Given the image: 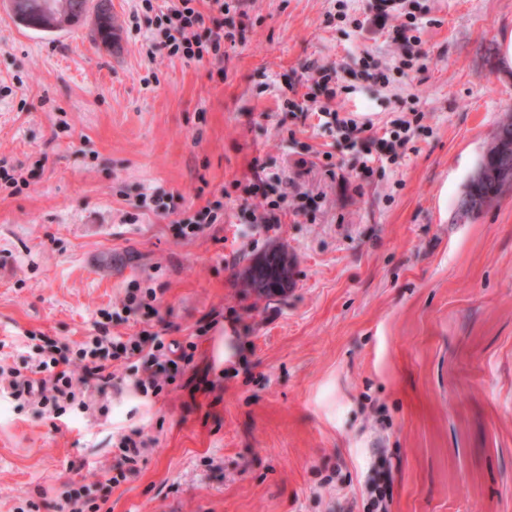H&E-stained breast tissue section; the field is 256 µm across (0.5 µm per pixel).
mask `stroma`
Wrapping results in <instances>:
<instances>
[{
  "label": "stroma",
  "instance_id": "obj_1",
  "mask_svg": "<svg viewBox=\"0 0 512 512\" xmlns=\"http://www.w3.org/2000/svg\"><path fill=\"white\" fill-rule=\"evenodd\" d=\"M0 0V370L95 335L131 282L157 314L110 324L196 343L168 395L108 391L107 415L60 418L0 390V512H364L387 472L392 512H512V188L470 219L457 204L512 109L500 40L512 0H408L421 51L357 30L371 0H227L223 59L146 55L152 16L98 0L42 35ZM373 58L388 79L367 81ZM337 96L291 111L316 69ZM423 118L396 163L364 173L318 116ZM331 159H322V152ZM288 180L280 225L241 210L253 163ZM161 193L158 210L140 194ZM224 221L185 239L207 201ZM274 248L287 294L241 274ZM232 337L239 354L223 360ZM147 446L119 485L112 434ZM285 257V266L287 271L282 275V280L280 284L275 286H270L266 289V287L259 288L257 284L253 283V274L255 273V266L257 262L253 263L252 266L248 269H246L243 272V279L244 281L251 287L256 294L265 296V297H275L282 295L288 290V287L291 285L293 279H294V264L289 260L288 257Z\"/></svg>",
  "mask_w": 512,
  "mask_h": 512
}]
</instances>
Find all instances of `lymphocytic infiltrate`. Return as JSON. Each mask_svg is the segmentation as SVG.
Listing matches in <instances>:
<instances>
[{"instance_id": "f902f5d3", "label": "lymphocytic infiltrate", "mask_w": 512, "mask_h": 512, "mask_svg": "<svg viewBox=\"0 0 512 512\" xmlns=\"http://www.w3.org/2000/svg\"><path fill=\"white\" fill-rule=\"evenodd\" d=\"M142 9L154 12L159 39L150 40L148 56L164 52L171 57L188 60H203L206 57L223 59L224 25L219 18L224 11V0H210L208 11H200L195 0H168L163 12H155L152 0H140ZM329 115L337 132L350 146L360 147L365 164L383 160L396 161L401 149L409 141L411 121L392 120L388 135L381 136L372 124L357 122L356 119L330 110ZM253 180L250 193L258 202L259 214L253 215V222L262 224L279 223L288 198V184L279 175L265 174L261 164L253 166ZM170 345L158 334L141 331L140 335L123 338L111 335L105 324H98L96 336L81 343L75 357L60 355L51 360H41L25 370H10L5 380L11 396L18 401L35 403L44 412L63 415L67 410L88 412L93 403L88 399L81 384H75L69 371L72 360L81 363L83 381L95 379L109 384L113 376L107 371V361H127L144 356L140 371L133 374L129 387L142 396H159L166 386L175 380L170 373L172 361L190 363L193 358L188 350H181L178 358H170Z\"/></svg>"}]
</instances>
